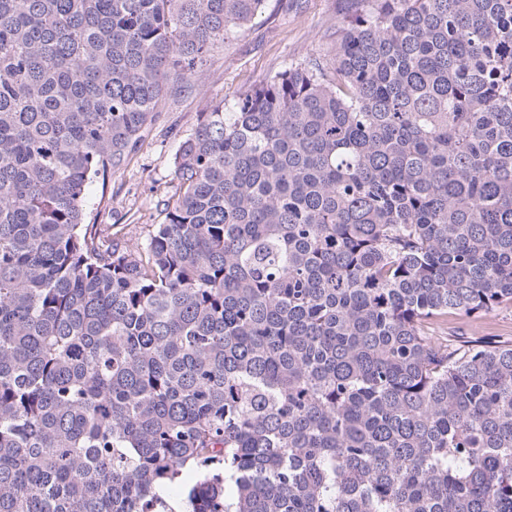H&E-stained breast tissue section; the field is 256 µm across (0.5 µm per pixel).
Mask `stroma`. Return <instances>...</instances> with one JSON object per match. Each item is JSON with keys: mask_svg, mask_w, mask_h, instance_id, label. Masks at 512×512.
Returning a JSON list of instances; mask_svg holds the SVG:
<instances>
[{"mask_svg": "<svg viewBox=\"0 0 512 512\" xmlns=\"http://www.w3.org/2000/svg\"><path fill=\"white\" fill-rule=\"evenodd\" d=\"M348 8V0H267L260 16L212 52L192 88L162 102L143 145L126 165L91 185L89 221L112 228L120 243L146 246L165 219V200L177 189L175 152L200 114L216 102H233L255 81L290 63L328 54ZM434 333L456 342L493 336L510 345L512 307L478 320L453 316Z\"/></svg>", "mask_w": 512, "mask_h": 512, "instance_id": "35a3bbf8", "label": "stroma"}]
</instances>
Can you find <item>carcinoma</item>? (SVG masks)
I'll list each match as a JSON object with an SVG mask.
<instances>
[{
	"instance_id": "carcinoma-1",
	"label": "carcinoma",
	"mask_w": 512,
	"mask_h": 512,
	"mask_svg": "<svg viewBox=\"0 0 512 512\" xmlns=\"http://www.w3.org/2000/svg\"><path fill=\"white\" fill-rule=\"evenodd\" d=\"M266 0H0V512H512V0H353L213 105L144 249L86 196ZM434 336H444L456 342L477 336H495L501 344H512V307L498 309L480 320L453 316L435 327Z\"/></svg>"
}]
</instances>
